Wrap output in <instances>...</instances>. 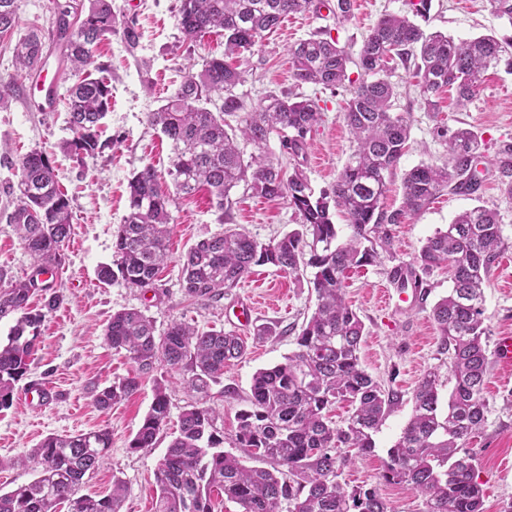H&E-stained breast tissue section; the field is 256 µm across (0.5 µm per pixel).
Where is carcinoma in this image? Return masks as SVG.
I'll list each match as a JSON object with an SVG mask.
<instances>
[{
    "label": "carcinoma",
    "instance_id": "carcinoma-1",
    "mask_svg": "<svg viewBox=\"0 0 512 512\" xmlns=\"http://www.w3.org/2000/svg\"><path fill=\"white\" fill-rule=\"evenodd\" d=\"M71 8L57 4L56 30L65 39L67 61L79 74L69 88L73 138L62 148L81 161L101 149L98 127L110 108L112 91L106 68L95 64V51L116 33V18L109 0H88L73 30ZM323 8L341 26L352 18L353 0H180L177 22L191 40L221 33L224 55L239 56L252 51L287 16ZM18 26L17 0H0V34ZM14 53L16 63L31 70L42 61L43 41L32 32L17 42ZM288 53L297 86L343 88L351 82L352 65L362 75L342 113L354 149L331 191L318 197L299 162L306 154L307 136L323 118L314 99L271 93L249 109L235 92L245 70L213 58L199 73L186 68L167 104L147 115L173 144L169 173L177 192L190 195L205 188L222 210L230 192L242 183L266 199L288 201L300 221V229L269 242L237 228L199 240L183 259L184 295L216 299L247 278L253 267L271 265L289 274L311 268L309 283L317 300L296 348L284 361L255 372L248 408L238 416L232 444L269 467L248 466L224 450L216 409L204 402L189 404L156 465V512H218L215 492L236 503L239 512H391L377 488L350 489L341 481L348 457L339 449L360 458L373 455L374 434L403 404L401 392L383 388L361 363L365 325L346 302V273L385 258L395 260L393 226L422 211L438 194L477 192L476 163L483 158V145L472 130L456 129L447 138L448 159L404 173L401 207L384 210L381 200L410 138L407 117L392 111L390 63L414 66L427 105H433L432 96L441 89L453 87L458 105L464 106L475 97L485 71L502 67L512 72V43L492 34L457 41L440 31H426L406 14H385L369 29L355 56L326 30L294 43ZM217 98L222 104L210 109ZM236 115L240 120L234 128L226 118ZM272 135L295 161L292 171L262 153L247 156L238 145L241 138L261 146ZM488 163L501 191L512 199V140L499 143ZM18 170L19 203L9 224L33 259L34 274L20 282L0 270V317L17 315L7 343L0 344V411L13 405L37 346L38 329L63 301V295L47 286L43 307H29L43 269L65 261L71 234L70 198L58 184L49 155L32 150L19 158ZM333 208L345 214L351 228L345 240L339 238ZM170 232V195L147 165L128 181L127 213L115 232L114 260L100 267L99 280L128 288L151 285L168 260ZM506 247L498 212L475 206L427 238L413 262H400L389 271L396 288H415L421 297L428 294L424 276L436 269H447L452 282L431 311L440 333L438 354L449 356L448 375L454 379L447 406L441 408L442 383L435 367L414 389L409 419L387 450L381 473L383 482L415 491L422 498L421 512H483L485 490L474 456L464 445L488 418L484 288ZM104 338L112 349L126 353L135 372L93 392V403L102 411L134 394L141 375L163 369L189 371L194 389L206 395L224 368L246 351L244 339L233 332L201 330L183 322H172L158 336L153 321L138 309L113 313ZM338 401L352 406L340 424L330 417ZM169 415V388L160 378L128 448L154 447ZM111 446L107 428L43 438L29 454L40 467L37 477L0 492V512H57L62 504L68 512H122L124 483L118 478L107 496L79 493L84 476L104 462Z\"/></svg>",
    "mask_w": 512,
    "mask_h": 512
}]
</instances>
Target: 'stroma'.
Here are the masks:
<instances>
[{
  "label": "stroma",
  "instance_id": "obj_1",
  "mask_svg": "<svg viewBox=\"0 0 512 512\" xmlns=\"http://www.w3.org/2000/svg\"><path fill=\"white\" fill-rule=\"evenodd\" d=\"M55 3L18 0L20 24L14 34L0 37V92L6 95L0 106V144L9 148L8 153L0 154V268L9 269L18 280L33 273V261L13 233L8 217L18 201V158L34 149L43 150L52 160L61 189L71 199L73 234L66 247V264L53 283L64 300L39 328L27 378L62 385L65 393L43 407L27 406L18 397L10 409L0 411V460L6 463L0 469V489L11 490L37 476V465L27 457L47 435L106 428L112 432V446L104 464L85 476L81 493L109 494L117 477L126 488L122 512H154V469L169 440L161 438L157 447L148 450L134 451L128 446L151 405L153 375L144 376L140 390L110 411H99L92 402L95 388L107 386L133 369L129 359L112 350L104 339L109 317L135 308L151 317L160 333L177 320L246 339V354L225 370L205 397L220 414L224 438L229 441L237 430L239 411L248 404L253 374L281 362L294 350L295 338L313 312L316 296L309 285L310 271L290 275L269 265L255 267L248 278L216 300L194 301L181 291V259L202 238L241 226L266 242L299 226L287 201H271L242 186L232 191L230 203L221 210L206 191L189 197L174 191L168 174L171 143L148 124L147 115L166 104L186 67L198 71L206 60L223 57V36L186 39L177 25L178 0H112L118 22L134 25L141 37L136 48L130 49L117 34L96 50V62L110 70L112 101L101 125L102 149L95 157L80 161L61 148L73 136L67 91L76 79L74 72L65 70L57 83L56 111L44 112L38 106L37 89L25 88L26 74L17 69L13 58L17 38L37 29L45 43L46 69L58 65L64 49L52 33ZM409 9L408 0H370L368 14L354 12L341 27L328 13H302L294 22H282L254 53L245 54V80L236 92L247 105L257 104L272 92L296 90L303 97L318 99L323 108L322 122L308 136L304 164L314 192L331 188L352 150L350 134L340 117L347 94L312 85L294 87L289 47L325 29L355 53L381 15ZM420 24L427 31H441L461 40L490 33L512 39V23L497 16L489 0H431ZM392 81L398 91L393 109L408 117L411 134L397 166L399 176L382 203L384 210H396L402 203V173L423 162L439 164L447 159L448 146L437 135L438 127L473 129L490 145L512 139V73L504 69L488 70L476 96L464 108L457 105L455 90L447 89L437 95L436 110H428L410 69L397 67ZM148 164L154 166L162 188L171 195L168 261L152 286L102 283L97 271L114 259L115 231L127 213L128 181ZM479 170L482 186L478 194L441 193L424 210L395 227L394 247L396 260L412 262L426 239L446 227L457 213L480 204L496 209L511 246L493 265L485 291L489 343L494 346L501 337L512 336V200L502 195L488 163H481ZM392 263L387 260L352 271L346 281V296L366 325L359 352L363 367L375 380L408 397L423 374L440 364L439 333L430 314L451 283L447 272L437 270L427 278V297L381 304L379 291L390 284ZM253 294L260 296L263 304L244 326L235 314ZM266 323L277 325L278 336L254 341V326ZM484 394L490 408L488 420L467 447L476 458L484 485V512H502L512 501V409L506 407V398L512 394V365L493 361ZM410 410L407 403L395 409L375 435V455L351 459L343 472L349 485L378 487L392 512H419L421 508L414 491L379 480L386 451L399 438Z\"/></svg>",
  "mask_w": 512,
  "mask_h": 512
}]
</instances>
